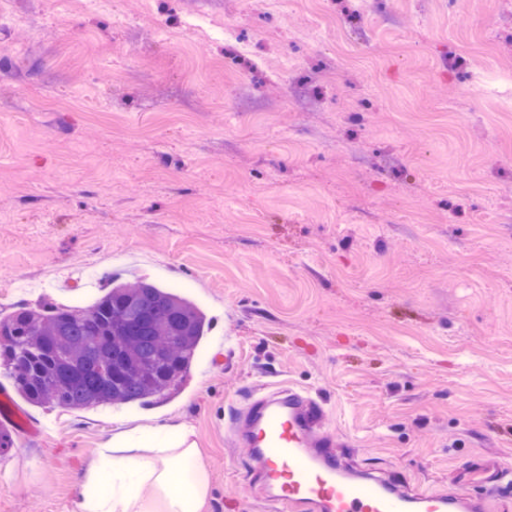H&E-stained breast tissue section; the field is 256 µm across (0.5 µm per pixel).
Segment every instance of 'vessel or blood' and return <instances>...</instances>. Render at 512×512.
<instances>
[{
  "mask_svg": "<svg viewBox=\"0 0 512 512\" xmlns=\"http://www.w3.org/2000/svg\"><path fill=\"white\" fill-rule=\"evenodd\" d=\"M239 419L234 437L253 448L254 474L285 512H487L491 498L512 486L511 472L483 460L464 464L446 493H416L397 474L361 472L325 429L324 404L295 388L249 396Z\"/></svg>",
  "mask_w": 512,
  "mask_h": 512,
  "instance_id": "obj_1",
  "label": "vessel or blood"
}]
</instances>
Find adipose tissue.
<instances>
[{
  "mask_svg": "<svg viewBox=\"0 0 512 512\" xmlns=\"http://www.w3.org/2000/svg\"><path fill=\"white\" fill-rule=\"evenodd\" d=\"M166 428L110 435L81 475L77 512H206L212 480L199 448Z\"/></svg>",
  "mask_w": 512,
  "mask_h": 512,
  "instance_id": "obj_1",
  "label": "adipose tissue"
}]
</instances>
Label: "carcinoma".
Returning a JSON list of instances; mask_svg holds the SVG:
<instances>
[{
    "label": "carcinoma",
    "mask_w": 512,
    "mask_h": 512,
    "mask_svg": "<svg viewBox=\"0 0 512 512\" xmlns=\"http://www.w3.org/2000/svg\"><path fill=\"white\" fill-rule=\"evenodd\" d=\"M208 326L178 293L119 283L87 306L23 307L0 317V367L31 403L65 409L140 404L183 380Z\"/></svg>",
    "instance_id": "1"
}]
</instances>
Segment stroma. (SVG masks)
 <instances>
[{"label":"stroma","mask_w":512,"mask_h":512,"mask_svg":"<svg viewBox=\"0 0 512 512\" xmlns=\"http://www.w3.org/2000/svg\"><path fill=\"white\" fill-rule=\"evenodd\" d=\"M113 278L210 319L189 373L86 410L0 374V512H76L108 431L170 420L209 512H266L231 428L262 384L411 489L512 469V0H0V317Z\"/></svg>","instance_id":"35a3bbf8"}]
</instances>
